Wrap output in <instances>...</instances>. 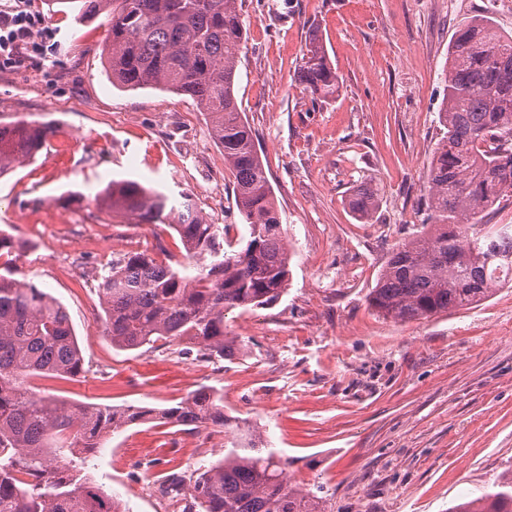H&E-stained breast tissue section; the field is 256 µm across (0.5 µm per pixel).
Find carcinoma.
I'll return each mask as SVG.
<instances>
[{"label":"carcinoma","instance_id":"obj_1","mask_svg":"<svg viewBox=\"0 0 512 512\" xmlns=\"http://www.w3.org/2000/svg\"><path fill=\"white\" fill-rule=\"evenodd\" d=\"M78 20L108 14L105 70L126 90L160 89L195 99L208 113L247 234L228 237L193 196H170L135 179H114L96 196L114 215L165 224L179 237L183 260L157 262L126 253L97 283L104 336L132 350L187 339L209 360L237 346L224 312L272 304L290 273L281 224L256 136L241 116L236 74L246 22L238 0H56ZM296 80L315 102L335 98L341 79L318 33L309 34ZM439 138L427 171L431 223L397 245L369 302L396 321L469 309L512 285V224H492L493 208L512 200V34L488 15L463 21L448 45V84L438 112ZM53 133L18 115L0 120V177L34 157ZM369 191L352 194L367 217ZM15 249L0 230V512H122L112 493L83 475L109 432L152 416L165 424L224 434V457L191 476L169 475L166 487L182 512H331L328 501L285 479L288 462L260 432L224 413V396L202 387L177 405L154 408L82 405L41 395L33 378L73 379L85 372L63 305L15 278ZM448 512H512V477L497 490Z\"/></svg>","mask_w":512,"mask_h":512}]
</instances>
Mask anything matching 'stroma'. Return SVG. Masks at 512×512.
Listing matches in <instances>:
<instances>
[{
	"label": "stroma",
	"mask_w": 512,
	"mask_h": 512,
	"mask_svg": "<svg viewBox=\"0 0 512 512\" xmlns=\"http://www.w3.org/2000/svg\"><path fill=\"white\" fill-rule=\"evenodd\" d=\"M247 24L236 93L294 255L273 305L233 309L241 348L221 362L161 340L113 348L95 288L110 254L180 257L164 224L112 216L94 196L133 178L194 195L231 237L245 228L234 177L196 100L121 90L102 49L108 19L78 21L32 0L41 53L0 64V114L54 132L33 161L0 178V230L21 245L18 276L60 301L84 349L85 376L34 380L71 403L168 407L202 387L263 432L293 484L327 494L332 512H448L512 476V288L470 309L399 322L368 302L391 249L428 221L426 166L440 137L448 44L459 24L492 15L512 33V0H240ZM317 31L342 78L312 101L295 77ZM365 187L370 218L348 201ZM224 455V436L159 422L106 436L85 468L129 512H178L170 471Z\"/></svg>",
	"instance_id": "stroma-1"
}]
</instances>
